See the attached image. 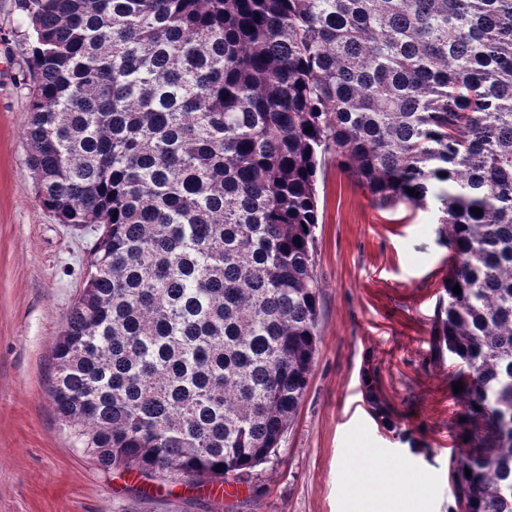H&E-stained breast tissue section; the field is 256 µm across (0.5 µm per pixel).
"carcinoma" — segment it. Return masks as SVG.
<instances>
[{"label": "carcinoma", "instance_id": "carcinoma-1", "mask_svg": "<svg viewBox=\"0 0 512 512\" xmlns=\"http://www.w3.org/2000/svg\"><path fill=\"white\" fill-rule=\"evenodd\" d=\"M20 9L36 199L101 227L49 391L75 444L200 485L267 460L318 352L315 179L334 153L382 209L439 203L440 336L477 441L456 496L512 512V0Z\"/></svg>", "mask_w": 512, "mask_h": 512}]
</instances>
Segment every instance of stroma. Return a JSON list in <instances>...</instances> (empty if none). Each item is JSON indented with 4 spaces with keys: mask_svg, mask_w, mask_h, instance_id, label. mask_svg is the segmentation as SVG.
Instances as JSON below:
<instances>
[{
    "mask_svg": "<svg viewBox=\"0 0 512 512\" xmlns=\"http://www.w3.org/2000/svg\"><path fill=\"white\" fill-rule=\"evenodd\" d=\"M26 29L17 0H0V512H459L438 204L381 209L332 154L316 182L318 353L275 454L196 487L104 470L75 446L50 404L53 350L99 227L35 199Z\"/></svg>",
    "mask_w": 512,
    "mask_h": 512,
    "instance_id": "35a3bbf8",
    "label": "stroma"
}]
</instances>
